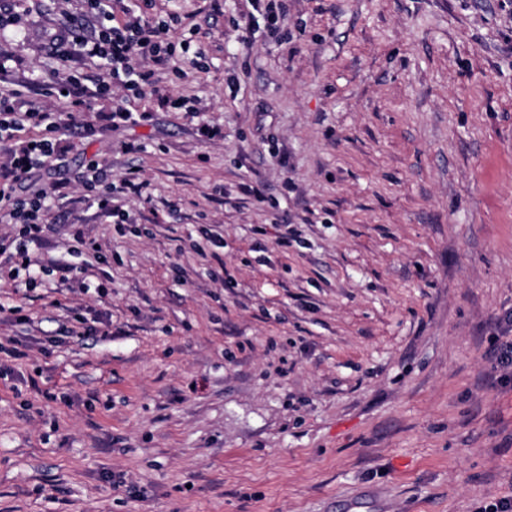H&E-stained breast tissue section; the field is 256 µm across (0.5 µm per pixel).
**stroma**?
<instances>
[{"label": "stroma", "mask_w": 512, "mask_h": 512, "mask_svg": "<svg viewBox=\"0 0 512 512\" xmlns=\"http://www.w3.org/2000/svg\"><path fill=\"white\" fill-rule=\"evenodd\" d=\"M0 84L66 66L26 0ZM247 0L197 18L200 117L94 100L43 249L0 280V512H478L512 496V5ZM218 131L200 135V122ZM143 143L129 154L125 143ZM123 223L85 197L92 165ZM223 237L214 248L201 235ZM24 351L13 358L4 346ZM253 11L262 16L267 35L279 42L283 39L280 27V19L284 16L286 5L284 0H249ZM151 109H131L123 104L113 106L111 120L113 124L138 125L142 122L149 121L152 117ZM90 172L85 179L86 189L90 193L93 204L97 203L98 209L107 217H119V210L112 206V194L115 191L119 189L140 196L146 189V183L139 181L135 172H130L129 176L124 177L119 187L112 184V178L107 171L99 168L98 165L91 166ZM506 327L502 328L500 335L495 336L493 346V368L505 374V378L510 380L512 375V317L509 314L505 319Z\"/></svg>", "instance_id": "1"}]
</instances>
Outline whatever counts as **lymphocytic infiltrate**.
Wrapping results in <instances>:
<instances>
[{
  "mask_svg": "<svg viewBox=\"0 0 512 512\" xmlns=\"http://www.w3.org/2000/svg\"><path fill=\"white\" fill-rule=\"evenodd\" d=\"M48 32L52 52L69 65L63 77L39 84L40 99H32L15 90L0 91V222L19 225L21 240L16 247L18 260L7 274L8 279H24L33 286L37 274L53 268L52 259L31 258L29 246L38 242L49 222L57 199L63 198L65 181L53 183L22 196L18 188L34 170L52 162L63 161L68 151L67 130L83 128L84 112L91 102L110 90L120 89L126 97L141 98L153 94L159 107L180 112L199 113L195 99L160 91L158 72L179 74L182 62L200 68L204 48H192L198 34L193 14L170 13L162 17L156 11L157 0H69ZM183 24L187 34L180 40L169 35L171 23ZM100 60L105 77L95 88L84 84L82 65L87 60ZM67 99L69 110L57 117L43 104L44 99ZM44 128L38 138H20L27 127ZM86 189L99 210L106 216H118L112 205L115 190L142 195L145 182L136 174L113 184L106 170L91 167L85 179Z\"/></svg>",
  "mask_w": 512,
  "mask_h": 512,
  "instance_id": "1",
  "label": "lymphocytic infiltrate"
}]
</instances>
